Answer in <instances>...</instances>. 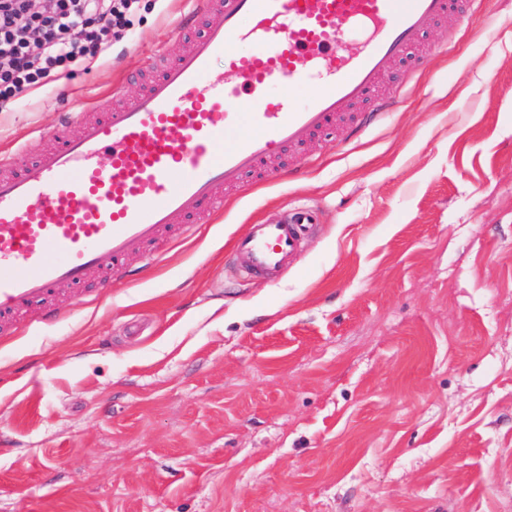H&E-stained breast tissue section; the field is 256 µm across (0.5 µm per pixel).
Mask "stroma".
<instances>
[{
  "label": "stroma",
  "mask_w": 512,
  "mask_h": 512,
  "mask_svg": "<svg viewBox=\"0 0 512 512\" xmlns=\"http://www.w3.org/2000/svg\"><path fill=\"white\" fill-rule=\"evenodd\" d=\"M186 0H138L101 54L0 105V151L121 104L178 53ZM393 112L286 150L224 214L64 318L0 332V512H512V0L427 31ZM310 206L279 277L231 266Z\"/></svg>",
  "instance_id": "35a3bbf8"
}]
</instances>
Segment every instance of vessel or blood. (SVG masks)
Wrapping results in <instances>:
<instances>
[{"mask_svg":"<svg viewBox=\"0 0 512 512\" xmlns=\"http://www.w3.org/2000/svg\"><path fill=\"white\" fill-rule=\"evenodd\" d=\"M215 22L158 69L126 104L88 117L66 113L76 136L22 163L0 155V317L25 311L57 285L87 283L102 257L118 265L173 231L185 215L223 214L219 189L263 177L290 147L334 129L347 108L388 111L378 90L423 34L482 0H199ZM251 18L243 27L242 18ZM305 56L307 66L297 69ZM223 61L222 75L213 65ZM314 90L296 103L292 90ZM246 99L245 112L230 104ZM316 222L308 207L285 221L250 225L234 245L250 273L272 275L293 259Z\"/></svg>","mask_w":512,"mask_h":512,"instance_id":"1","label":"vessel or blood"}]
</instances>
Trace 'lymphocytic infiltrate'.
I'll list each match as a JSON object with an SVG mask.
<instances>
[{"instance_id":"1","label":"lymphocytic infiltrate","mask_w":512,"mask_h":512,"mask_svg":"<svg viewBox=\"0 0 512 512\" xmlns=\"http://www.w3.org/2000/svg\"><path fill=\"white\" fill-rule=\"evenodd\" d=\"M135 0H46L41 13L28 0H0V98L15 97L47 81L51 73L102 52L113 25ZM96 27H89V20ZM84 29L75 40L74 29ZM39 30L38 43L29 40Z\"/></svg>"}]
</instances>
